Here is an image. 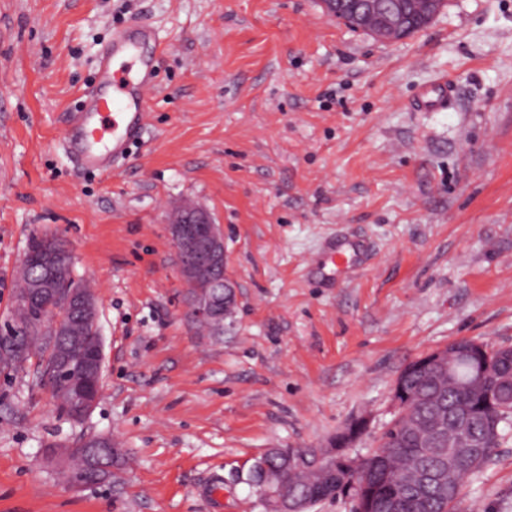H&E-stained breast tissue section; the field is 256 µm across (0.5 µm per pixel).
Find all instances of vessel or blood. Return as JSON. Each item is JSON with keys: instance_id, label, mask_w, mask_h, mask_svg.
Instances as JSON below:
<instances>
[{"instance_id": "obj_1", "label": "vessel or blood", "mask_w": 512, "mask_h": 512, "mask_svg": "<svg viewBox=\"0 0 512 512\" xmlns=\"http://www.w3.org/2000/svg\"><path fill=\"white\" fill-rule=\"evenodd\" d=\"M155 32L132 21L117 29L100 52L93 86L83 95L76 112L70 113L63 135L65 152L84 170L108 173L124 159L147 127L146 107L157 85L153 64L142 48L156 42ZM454 88L442 79L422 90L414 106L422 112L447 109ZM324 276L335 281L351 264L354 248L327 246Z\"/></svg>"}]
</instances>
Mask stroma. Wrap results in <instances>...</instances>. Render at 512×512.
Masks as SVG:
<instances>
[{
    "instance_id": "1",
    "label": "stroma",
    "mask_w": 512,
    "mask_h": 512,
    "mask_svg": "<svg viewBox=\"0 0 512 512\" xmlns=\"http://www.w3.org/2000/svg\"><path fill=\"white\" fill-rule=\"evenodd\" d=\"M133 19L161 36L148 132L89 173L67 115ZM443 77L453 103L417 111ZM185 201L224 232L220 331L188 313L169 232ZM36 236L93 285L103 387L75 423L33 365L0 369V512H264L248 472L268 449L361 416L356 446L376 448L407 363L461 337L512 346V0H447L389 42L318 0H0V328ZM328 237L363 246L330 287L306 275ZM86 434L116 441L117 476L64 475ZM465 505L512 512V436Z\"/></svg>"
}]
</instances>
